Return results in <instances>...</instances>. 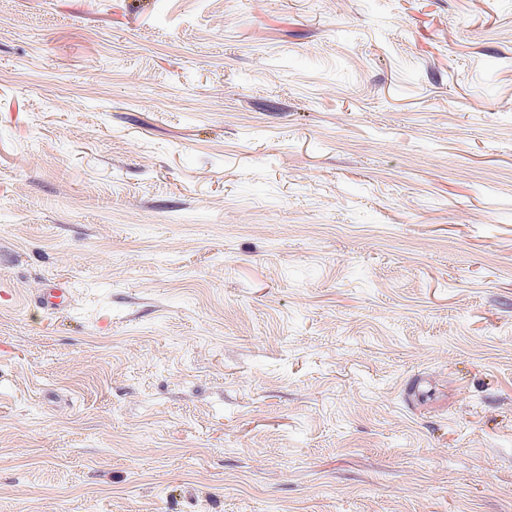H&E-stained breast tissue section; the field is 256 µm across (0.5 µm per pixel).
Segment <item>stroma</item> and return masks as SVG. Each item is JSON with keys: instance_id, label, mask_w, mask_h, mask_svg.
Returning a JSON list of instances; mask_svg holds the SVG:
<instances>
[{"instance_id": "1", "label": "stroma", "mask_w": 512, "mask_h": 512, "mask_svg": "<svg viewBox=\"0 0 512 512\" xmlns=\"http://www.w3.org/2000/svg\"><path fill=\"white\" fill-rule=\"evenodd\" d=\"M0 285V512H512V0H0Z\"/></svg>"}]
</instances>
